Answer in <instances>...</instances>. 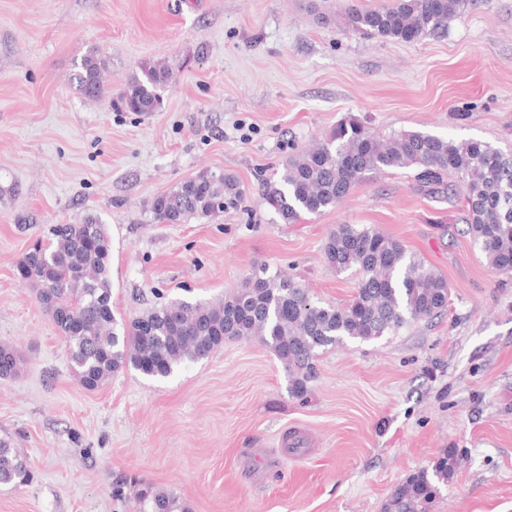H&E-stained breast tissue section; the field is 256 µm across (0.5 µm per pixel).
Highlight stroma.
Returning a JSON list of instances; mask_svg holds the SVG:
<instances>
[{"label":"stroma","instance_id":"obj_1","mask_svg":"<svg viewBox=\"0 0 512 512\" xmlns=\"http://www.w3.org/2000/svg\"><path fill=\"white\" fill-rule=\"evenodd\" d=\"M391 0H0V343L24 366L0 379V440L29 485L0 512H135L116 481L175 489L192 512H382L444 449L462 460L433 512H512V277L465 231L461 200L411 168L368 175L336 207L283 223L263 201L285 159L348 116L380 135L423 131L512 152V0H477L446 36L368 37L352 8ZM108 96L72 82L89 51ZM171 74L160 111L118 99L146 60ZM203 169L243 200L162 224L156 195ZM101 217L112 308L129 320L231 294L253 267L346 304L357 277L322 247L340 224L376 226L450 289L441 316L321 355L305 399L274 353L231 340L163 380L126 369L95 390L16 267L54 224Z\"/></svg>","mask_w":512,"mask_h":512}]
</instances>
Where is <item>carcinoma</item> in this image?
Segmentation results:
<instances>
[{
  "label": "carcinoma",
  "instance_id": "1",
  "mask_svg": "<svg viewBox=\"0 0 512 512\" xmlns=\"http://www.w3.org/2000/svg\"><path fill=\"white\" fill-rule=\"evenodd\" d=\"M475 0H394L378 8L349 9L352 28L366 36L416 42L448 33V22ZM105 62L96 52L83 57L74 74L85 97L108 93ZM120 97L128 112L160 110L168 70L145 61ZM417 168L416 180L431 194L462 197L466 232L488 264L512 276V154L478 140H455L411 131L380 138L355 116L330 135L286 159L263 200L286 224L304 214L338 205L368 174ZM242 196L237 179L199 172L155 196L154 220L185 224L216 217ZM326 264L358 275L343 306L313 300L301 284L269 273L262 264L241 286L217 301H181L154 308L127 322L112 309L108 278L110 236L95 214L76 224H55L48 242L36 243L18 263L19 279L36 286L39 303L68 344L75 377L95 390L113 375L133 368L167 378L197 362L228 340L253 338L272 350L288 374L292 396L306 397L315 378V360L346 340L370 342L448 308V282L397 239L379 230L339 224L323 244ZM20 356L0 344V378L13 376ZM458 467L456 449L446 450L430 468L409 474L390 492L383 512H431ZM33 479L26 460L0 441V485L21 487ZM138 512H190L172 489L134 480Z\"/></svg>",
  "mask_w": 512,
  "mask_h": 512
}]
</instances>
